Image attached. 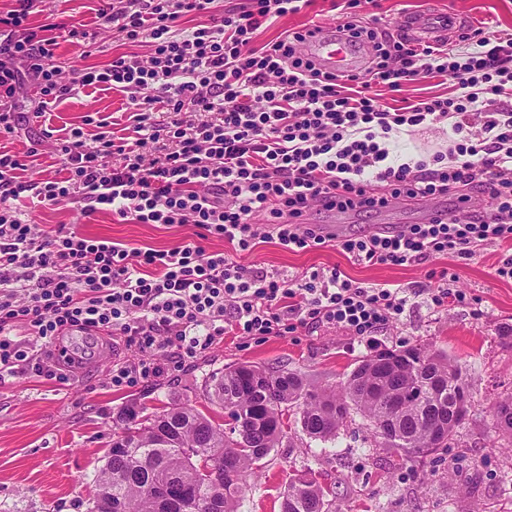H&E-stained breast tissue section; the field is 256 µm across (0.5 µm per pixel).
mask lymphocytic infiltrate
<instances>
[{
  "label": "lymphocytic infiltrate",
  "mask_w": 512,
  "mask_h": 512,
  "mask_svg": "<svg viewBox=\"0 0 512 512\" xmlns=\"http://www.w3.org/2000/svg\"><path fill=\"white\" fill-rule=\"evenodd\" d=\"M42 0H15L0 15V135L20 121L11 104L30 88L41 103L74 87L127 93L134 140L71 128L53 150L63 175L23 178L43 149L0 150V384L21 373L67 383L79 362L53 353L66 333H102L136 348L113 364L109 383L132 387L181 370L226 333L263 342L297 330L339 327L358 341L402 314L404 288L369 285L335 268L290 276L258 270L191 240L167 249L131 248L60 224L44 228L21 218V205L67 202L84 216L111 212L138 224H193L253 250L275 240L287 251L336 248L371 265L421 263L437 255L472 257L512 241V34L476 28L481 49L423 44L406 27L352 20L338 30L361 39L364 70L333 74L297 49L313 28L253 48L262 21L297 12L294 0H98L100 24L129 43L150 42V54H120L103 66L75 65L64 78L55 64L61 42L89 44L95 31L80 21L30 24ZM202 22L178 31L181 18ZM434 74L461 92L389 110L370 89ZM149 101H139L141 91ZM169 112L157 121L156 107ZM452 120L454 132L479 124L476 138L456 143L432 162L388 164L387 138L404 129ZM458 190L487 194L466 218L447 211L426 224L340 237L309 224L314 207L360 212L400 197L421 200ZM264 214L266 231L252 218ZM27 328L30 339L13 338Z\"/></svg>",
  "instance_id": "1"
}]
</instances>
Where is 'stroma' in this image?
<instances>
[{
    "instance_id": "stroma-1",
    "label": "stroma",
    "mask_w": 512,
    "mask_h": 512,
    "mask_svg": "<svg viewBox=\"0 0 512 512\" xmlns=\"http://www.w3.org/2000/svg\"><path fill=\"white\" fill-rule=\"evenodd\" d=\"M62 18L84 21L97 31L96 48L61 42L56 65L70 72L76 58L101 66L112 56L147 54V44L125 43L113 29L97 25L94 0H46ZM440 12L459 23L448 37L457 44L459 33L477 27L512 34V0H360L355 8L336 6L335 0H314L295 14L264 21L254 35L255 45L281 39L286 32L316 24H342L348 15L377 16L381 25L394 27L409 16ZM458 84L446 76L406 82L393 91L377 86L378 102L389 107L434 96L455 95ZM15 106L22 114L20 129L0 145L14 153L46 132L86 126L95 132V120L104 118L115 136L130 134L135 107L127 95L103 87L78 88L68 98L39 105L30 90H20ZM456 135L451 121L415 132H402L388 141L390 161L430 159ZM27 223L68 224L79 232L109 238L131 247L166 249L195 239L192 224H136L102 211L82 216L74 205L26 204ZM501 255L496 246L481 249L470 259L440 255L404 266L357 264L331 248L288 252L275 242L243 253L244 264L263 270L297 274L309 269L338 268L351 279L388 288L412 289L428 282L432 273L448 271L454 289L465 302L436 308L424 297L412 298L405 311L379 330L374 340L358 342L339 328L315 333L305 330L242 345L225 336L223 343L190 363L183 371L115 390L108 383L113 361L127 357L124 344L107 338L82 339L73 335L91 357L67 385L20 374L0 385V512H88L95 493L94 479L107 461L118 417L126 404L140 399L149 411L178 400L211 412L223 423L221 410L211 409L202 389L207 373L234 363L256 362L300 374L308 383L336 388L358 360L382 350L420 346L441 352L462 367L474 403L448 449L424 459L379 445L368 420L352 414L336 439H310L300 422L289 421L281 447L272 449L259 476L248 479L239 512H280L281 494L291 474L311 469L332 490V512H512V439L495 433L492 405L512 396V281L495 277Z\"/></svg>"
}]
</instances>
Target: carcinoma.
Returning a JSON list of instances; mask_svg holds the SVG:
<instances>
[{"label": "carcinoma", "mask_w": 512, "mask_h": 512, "mask_svg": "<svg viewBox=\"0 0 512 512\" xmlns=\"http://www.w3.org/2000/svg\"><path fill=\"white\" fill-rule=\"evenodd\" d=\"M389 357L375 366L361 360L338 393L314 388L283 369L247 363L226 367L205 381V390L209 402L224 410L227 430L189 404L174 402L160 413L132 406L119 422L135 443L109 448L95 478L93 499L117 503L122 512H163L153 486L173 475L172 497L186 499L187 512H210L213 501L219 502L220 512H238L247 478L258 474L262 460L282 444L284 420L292 413L309 437L329 442L346 425L350 411L379 430L394 414L395 403L398 419L410 422L411 428L401 425L382 434L386 445L422 455L448 447L456 427H448L447 440L436 445L429 438V424L444 418L456 403L462 368L417 346L391 350ZM202 456L221 461L236 477L226 472L218 481L201 471ZM328 495L312 473H296L282 494L280 512H331Z\"/></svg>", "instance_id": "carcinoma-1"}]
</instances>
